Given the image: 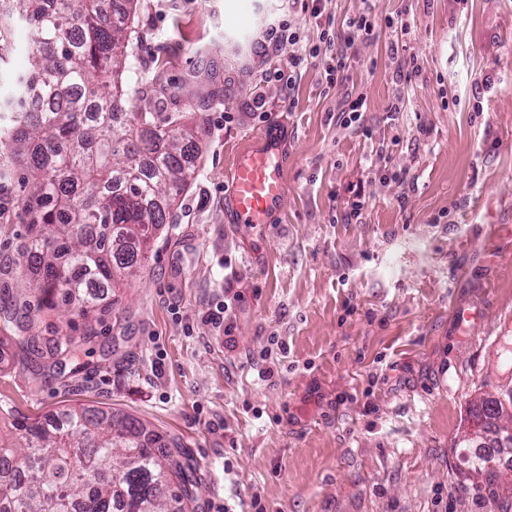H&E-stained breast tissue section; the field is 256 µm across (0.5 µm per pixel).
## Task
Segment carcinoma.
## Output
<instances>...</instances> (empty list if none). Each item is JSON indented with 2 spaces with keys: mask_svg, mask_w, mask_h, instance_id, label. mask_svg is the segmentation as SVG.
Masks as SVG:
<instances>
[{
  "mask_svg": "<svg viewBox=\"0 0 512 512\" xmlns=\"http://www.w3.org/2000/svg\"><path fill=\"white\" fill-rule=\"evenodd\" d=\"M133 0H0V67L14 27L30 32L29 68L0 90V179L16 177L29 234L17 246L16 295L24 313L3 314L16 330L21 366L55 367L75 351L66 333L40 336L34 317L61 306L87 318L105 294L137 272L144 246L167 223L194 174V132L178 112H132L115 77L130 72ZM491 397L470 407L483 444H512ZM0 442V512H198L195 467L177 438L139 420L66 407L51 421L16 425ZM470 487L489 488L512 512V486L498 483L495 458L468 455Z\"/></svg>",
  "mask_w": 512,
  "mask_h": 512,
  "instance_id": "obj_1",
  "label": "carcinoma"
}]
</instances>
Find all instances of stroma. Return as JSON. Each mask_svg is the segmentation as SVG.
I'll use <instances>...</instances> for the list:
<instances>
[{
    "instance_id": "35a3bbf8",
    "label": "stroma",
    "mask_w": 512,
    "mask_h": 512,
    "mask_svg": "<svg viewBox=\"0 0 512 512\" xmlns=\"http://www.w3.org/2000/svg\"><path fill=\"white\" fill-rule=\"evenodd\" d=\"M324 7L375 25L331 90L319 66L273 77L291 64L272 27L318 40L288 0H135L132 109L182 113L195 172L76 359L33 375L0 330L1 437L70 406L133 417L182 439L202 512L256 495L269 512H501L469 491L455 442L474 402L512 386V0ZM356 97L343 126L336 103ZM269 129L287 193L260 230L232 223L224 184ZM19 198L0 183V283ZM221 300L223 329L207 320ZM273 336L287 353L270 368Z\"/></svg>"
}]
</instances>
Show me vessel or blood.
I'll return each mask as SVG.
<instances>
[{
  "label": "vessel or blood",
  "instance_id": "obj_1",
  "mask_svg": "<svg viewBox=\"0 0 512 512\" xmlns=\"http://www.w3.org/2000/svg\"><path fill=\"white\" fill-rule=\"evenodd\" d=\"M286 194L284 160L278 138L254 135L232 160L229 205L238 224L266 226Z\"/></svg>",
  "mask_w": 512,
  "mask_h": 512
}]
</instances>
